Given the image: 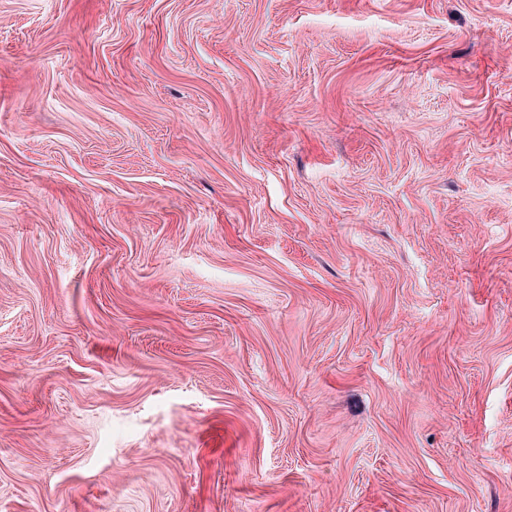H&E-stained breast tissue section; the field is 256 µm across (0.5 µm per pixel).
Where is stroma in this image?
<instances>
[{"instance_id": "35a3bbf8", "label": "stroma", "mask_w": 512, "mask_h": 512, "mask_svg": "<svg viewBox=\"0 0 512 512\" xmlns=\"http://www.w3.org/2000/svg\"><path fill=\"white\" fill-rule=\"evenodd\" d=\"M0 512H512V0H0Z\"/></svg>"}]
</instances>
